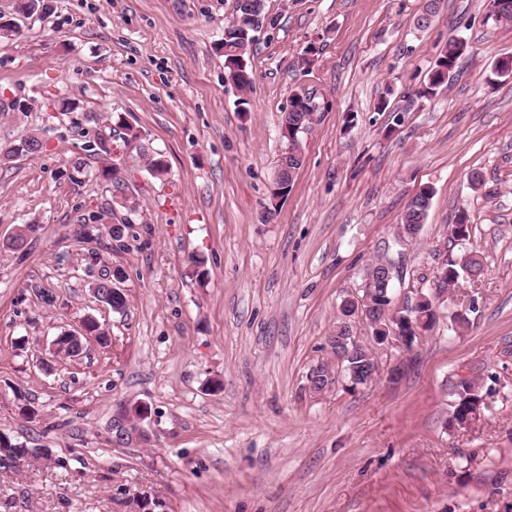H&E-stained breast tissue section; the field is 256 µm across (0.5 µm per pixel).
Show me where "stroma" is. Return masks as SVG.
Listing matches in <instances>:
<instances>
[{
  "instance_id": "stroma-1",
  "label": "stroma",
  "mask_w": 512,
  "mask_h": 512,
  "mask_svg": "<svg viewBox=\"0 0 512 512\" xmlns=\"http://www.w3.org/2000/svg\"><path fill=\"white\" fill-rule=\"evenodd\" d=\"M48 2L0 45V94L35 103L0 112V147L49 142L0 164V433L51 459L0 468V512H135L136 492L155 512H512V75L496 73L512 23L487 19L483 0H441L422 30L423 0H266L244 105L224 72L234 0ZM452 35L468 48L451 86L410 103ZM310 45L312 66L298 68ZM299 88L316 120L275 203L281 118ZM384 95L402 113L393 132ZM63 96L164 156L161 180L125 160L133 209L112 208L107 182L71 178L83 139L44 110ZM426 185V222L401 238ZM462 209L472 232L457 242ZM108 210L122 242L79 236L81 215ZM24 224L37 227L26 249L3 248ZM472 250L485 272L446 302L474 298L468 324L440 317L411 350H379L378 379L350 387L329 338L366 265L394 259L404 303ZM116 268L120 314L90 290ZM89 316L107 344L54 357L53 339ZM326 362L336 382L317 394L308 378ZM462 378L485 391L467 428L449 423ZM132 405L148 407L150 440L115 447L112 416ZM434 190L430 187H423L407 204L406 210L400 224V235L407 238H416L418 233L412 231L411 224H425Z\"/></svg>"
}]
</instances>
